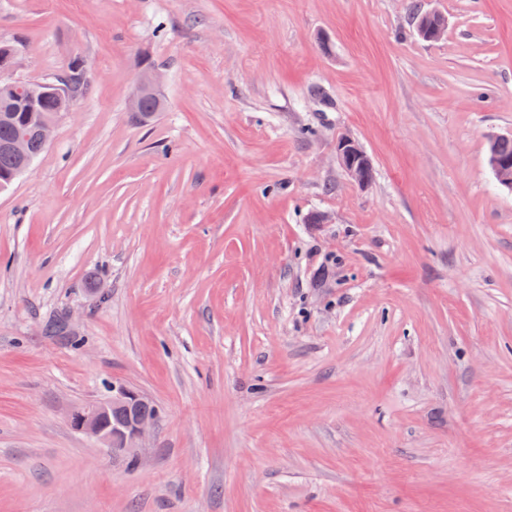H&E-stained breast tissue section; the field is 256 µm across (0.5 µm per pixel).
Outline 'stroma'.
<instances>
[{"instance_id": "35a3bbf8", "label": "stroma", "mask_w": 512, "mask_h": 512, "mask_svg": "<svg viewBox=\"0 0 512 512\" xmlns=\"http://www.w3.org/2000/svg\"><path fill=\"white\" fill-rule=\"evenodd\" d=\"M0 41L88 76L0 191V512H512V0H0ZM112 384L161 410L133 467L69 421ZM161 85V77L154 69H143L134 84L129 98V112H139L140 107V112L138 114L143 121L153 118L157 114L156 112H163L165 109L164 98L161 99L160 104H158V102L152 97H147L142 101V99L148 95L161 94ZM336 155L345 173L359 185L370 181L367 172L372 169L371 161L362 147L349 136L341 137L336 143ZM504 137V138H503ZM498 141V142H497ZM496 144V153L506 159L499 158L493 151ZM488 162L494 171L499 183L512 190V137L498 136L490 141Z\"/></svg>"}]
</instances>
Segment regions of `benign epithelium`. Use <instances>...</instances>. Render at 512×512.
<instances>
[{"mask_svg": "<svg viewBox=\"0 0 512 512\" xmlns=\"http://www.w3.org/2000/svg\"><path fill=\"white\" fill-rule=\"evenodd\" d=\"M10 71L8 67L0 68V85L8 88L18 96L20 107L27 112L37 111L38 97L33 94L25 95L26 83L16 80L7 81L4 75ZM162 82L159 74L152 68L141 71L134 84L129 98L128 110L139 111L142 99L148 95L160 94ZM59 99L58 113L69 111L76 99L74 78L66 73L56 82L45 84ZM57 117L40 120L32 131H24L4 145L18 160L14 178H19L33 164L28 154L30 137H36L42 145L49 144ZM336 155L345 173L358 184L365 186L370 181L367 172L372 169L371 161L362 147L349 136L341 137L336 143ZM488 162L499 183L512 190V160L502 159L495 153L488 155ZM142 394L127 386L112 387V394L106 398L85 407L75 409L70 414L73 428L93 439L105 448H111L119 453L136 454V449L142 447L146 435L155 428L157 418L153 414L135 411L136 404ZM124 405L128 409L127 419L119 426L112 425V409Z\"/></svg>", "mask_w": 512, "mask_h": 512, "instance_id": "7a95c632", "label": "benign epithelium"}]
</instances>
